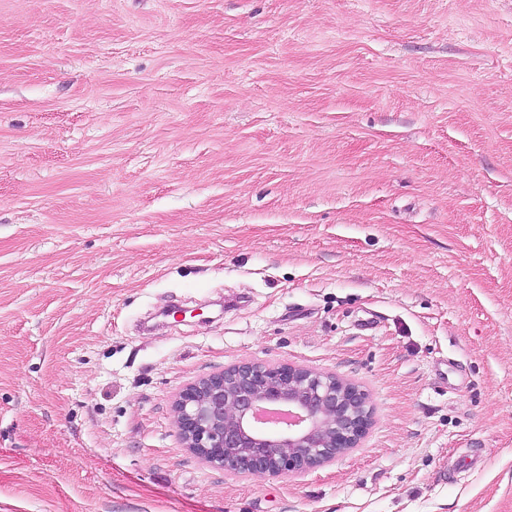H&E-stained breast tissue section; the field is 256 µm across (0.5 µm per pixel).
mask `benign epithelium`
Here are the masks:
<instances>
[{
	"mask_svg": "<svg viewBox=\"0 0 512 512\" xmlns=\"http://www.w3.org/2000/svg\"><path fill=\"white\" fill-rule=\"evenodd\" d=\"M183 447L241 476L294 477L358 447L373 418L365 390L288 362H244L186 384L173 401Z\"/></svg>",
	"mask_w": 512,
	"mask_h": 512,
	"instance_id": "7a95c632",
	"label": "benign epithelium"
}]
</instances>
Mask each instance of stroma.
<instances>
[{
	"label": "stroma",
	"instance_id": "35a3bbf8",
	"mask_svg": "<svg viewBox=\"0 0 512 512\" xmlns=\"http://www.w3.org/2000/svg\"><path fill=\"white\" fill-rule=\"evenodd\" d=\"M246 361L360 447L188 454ZM0 512H512V0H0ZM276 411L288 420L271 416ZM173 416L183 447L203 464L241 476L294 477L357 448L373 411L361 386L334 374L244 362L186 384Z\"/></svg>",
	"mask_w": 512,
	"mask_h": 512
}]
</instances>
